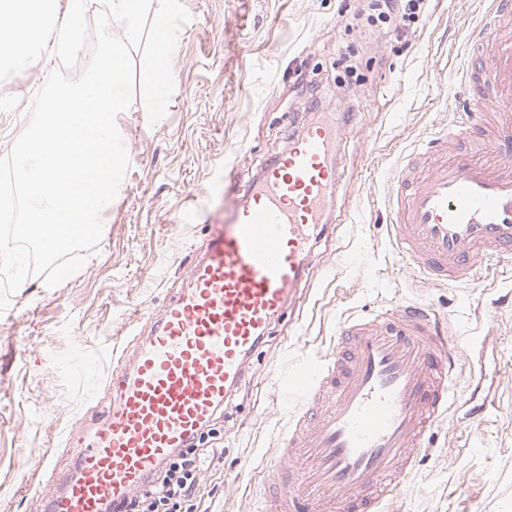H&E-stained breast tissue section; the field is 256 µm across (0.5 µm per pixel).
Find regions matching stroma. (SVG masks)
I'll list each match as a JSON object with an SVG mask.
<instances>
[{
    "instance_id": "35a3bbf8",
    "label": "stroma",
    "mask_w": 512,
    "mask_h": 512,
    "mask_svg": "<svg viewBox=\"0 0 512 512\" xmlns=\"http://www.w3.org/2000/svg\"><path fill=\"white\" fill-rule=\"evenodd\" d=\"M182 2L193 19L171 59L164 118L150 123L139 92L118 117L132 162L104 214L97 250L57 287L29 276L0 315V512H32L49 478L75 470L67 444L109 405L107 378L130 367L152 315L186 287L197 248L287 149L305 119L303 80L335 89L336 53L346 46L362 85L355 119L340 129L333 232L308 257L310 292L272 325L249 360L246 386L223 412L211 445L224 456L201 507L267 512L264 483L240 462L265 464L288 428L277 377L297 357V338L324 355L340 320L423 302L468 356L484 361L483 389L494 405L467 417L465 402L476 393L470 365H461L454 380L461 402L426 436L416 472L388 512H512V267L486 265L474 288L421 287L390 244L384 205L400 155L451 124L456 102L441 87L488 0H424L397 38L370 25L357 0ZM49 74L36 65L0 81V157L26 128ZM79 357L98 362L96 393L75 368ZM46 454L55 472L37 470Z\"/></svg>"
}]
</instances>
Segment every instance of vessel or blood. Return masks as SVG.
<instances>
[{
    "mask_svg": "<svg viewBox=\"0 0 512 512\" xmlns=\"http://www.w3.org/2000/svg\"><path fill=\"white\" fill-rule=\"evenodd\" d=\"M457 119L403 154L389 178L390 238L423 286L474 285L512 261V0L466 37ZM336 128L317 118L253 182L186 268L189 287L150 321L103 416L70 448L78 471L39 512H111L238 392L247 361L305 280L336 201ZM462 354L429 308L339 323L331 356L299 360L278 398L297 411L270 463L271 512H382L451 404Z\"/></svg>",
    "mask_w": 512,
    "mask_h": 512,
    "instance_id": "vessel-or-blood-1",
    "label": "vessel or blood"
}]
</instances>
